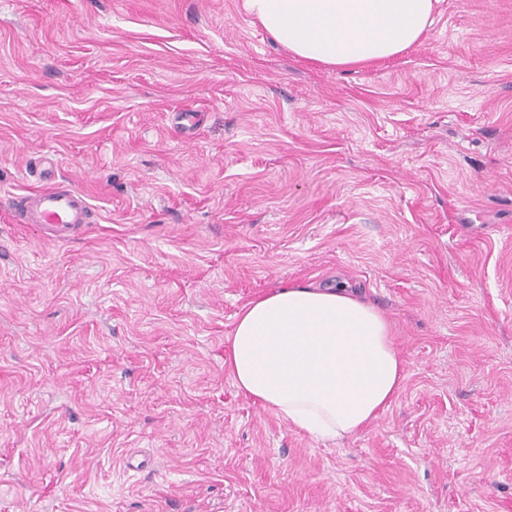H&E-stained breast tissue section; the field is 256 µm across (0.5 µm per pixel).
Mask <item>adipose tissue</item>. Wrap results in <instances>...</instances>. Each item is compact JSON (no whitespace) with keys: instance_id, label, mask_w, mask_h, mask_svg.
Wrapping results in <instances>:
<instances>
[{"instance_id":"ef3b65f1","label":"adipose tissue","mask_w":512,"mask_h":512,"mask_svg":"<svg viewBox=\"0 0 512 512\" xmlns=\"http://www.w3.org/2000/svg\"><path fill=\"white\" fill-rule=\"evenodd\" d=\"M296 56L345 68L421 43L434 0H244ZM237 390L315 439L354 436L394 401L404 365L389 324L342 285H284L237 313L224 349Z\"/></svg>"}]
</instances>
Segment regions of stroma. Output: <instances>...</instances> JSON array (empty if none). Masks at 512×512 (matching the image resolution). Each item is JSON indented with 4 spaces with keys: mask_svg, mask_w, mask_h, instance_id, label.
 Listing matches in <instances>:
<instances>
[{
    "mask_svg": "<svg viewBox=\"0 0 512 512\" xmlns=\"http://www.w3.org/2000/svg\"><path fill=\"white\" fill-rule=\"evenodd\" d=\"M57 183L78 233L6 220ZM339 279L404 381L322 442L224 347ZM0 512H512V0L344 69L242 0H0Z\"/></svg>",
    "mask_w": 512,
    "mask_h": 512,
    "instance_id": "stroma-1",
    "label": "stroma"
}]
</instances>
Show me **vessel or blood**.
<instances>
[{"label": "vessel or blood", "instance_id": "vessel-or-blood-1", "mask_svg": "<svg viewBox=\"0 0 512 512\" xmlns=\"http://www.w3.org/2000/svg\"><path fill=\"white\" fill-rule=\"evenodd\" d=\"M90 214L86 197L79 191L62 186H49L17 197L9 210L13 223L45 224L59 234L88 223Z\"/></svg>", "mask_w": 512, "mask_h": 512}]
</instances>
